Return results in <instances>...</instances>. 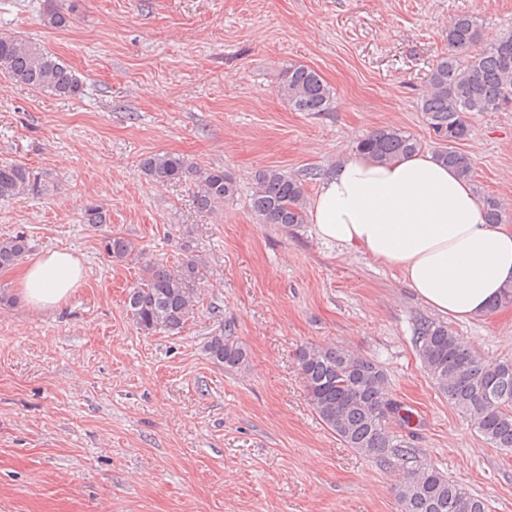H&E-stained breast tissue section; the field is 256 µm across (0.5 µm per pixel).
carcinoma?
<instances>
[{"label": "carcinoma", "mask_w": 512, "mask_h": 512, "mask_svg": "<svg viewBox=\"0 0 512 512\" xmlns=\"http://www.w3.org/2000/svg\"><path fill=\"white\" fill-rule=\"evenodd\" d=\"M480 32L470 16H460L448 27V54L433 69L429 91L421 100L427 124L441 146L437 161L468 178L473 160L457 145L469 137L465 114L498 109L512 98V32L474 53ZM0 72L30 90L60 99L83 93V83L71 67L40 44L12 34H0ZM278 93L298 112H325L333 90L313 69L290 64L283 69ZM421 149L411 134L385 127L358 141L356 151L378 161L400 159ZM140 171L156 183L191 181L197 205L205 210L234 199L235 179L222 168H198L169 152L146 154ZM47 186L33 171L15 162L0 161V199L39 197ZM491 224H501L505 212L499 201L483 199ZM253 211L264 224L306 223V205L300 179L274 167L255 172L251 194ZM30 250L29 239L16 234L0 240V268L17 264ZM112 257L132 255L134 245L123 237L109 241ZM208 277L206 267L191 258L173 266L152 263L127 291L125 305L137 328L145 334L164 330L177 333ZM421 360L448 403L473 421L477 432L494 448L512 451V362L489 361L474 354L449 326L420 320L414 328ZM209 356L228 370L247 362V352L232 336H213ZM298 366L313 410L345 444L369 457L393 458L403 464L415 449L393 431L407 426L408 412L387 386L378 364L331 344L299 349ZM400 512H488L484 499L451 480L432 464L407 468L397 489Z\"/></svg>", "instance_id": "cac0c4a2"}]
</instances>
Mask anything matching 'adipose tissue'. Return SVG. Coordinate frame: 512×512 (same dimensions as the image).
Segmentation results:
<instances>
[{"label": "adipose tissue", "mask_w": 512, "mask_h": 512, "mask_svg": "<svg viewBox=\"0 0 512 512\" xmlns=\"http://www.w3.org/2000/svg\"><path fill=\"white\" fill-rule=\"evenodd\" d=\"M308 219L323 243L398 270L445 317H482L512 284V227L488 223L470 182L427 152L390 163L361 154L346 159L318 186ZM83 277L72 252L49 250L26 263L18 291L25 305L50 310Z\"/></svg>", "instance_id": "obj_1"}]
</instances>
